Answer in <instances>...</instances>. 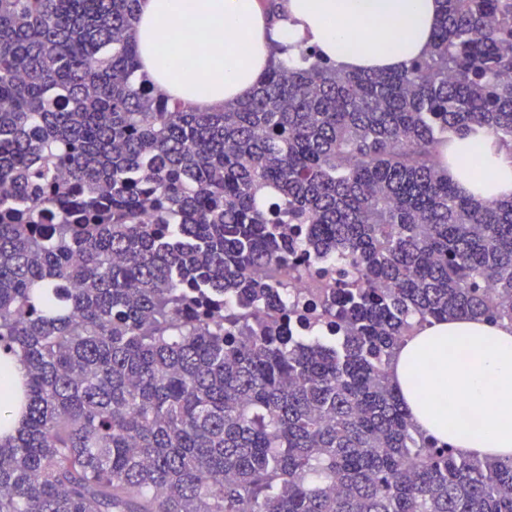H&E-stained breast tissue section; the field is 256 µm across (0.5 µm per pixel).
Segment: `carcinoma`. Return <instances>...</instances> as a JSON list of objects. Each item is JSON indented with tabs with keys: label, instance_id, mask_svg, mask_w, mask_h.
I'll use <instances>...</instances> for the list:
<instances>
[{
	"label": "carcinoma",
	"instance_id": "carcinoma-1",
	"mask_svg": "<svg viewBox=\"0 0 512 512\" xmlns=\"http://www.w3.org/2000/svg\"><path fill=\"white\" fill-rule=\"evenodd\" d=\"M136 2L0 0V512H512V459L428 443L388 373L425 322L512 324V199L446 167L512 152V0L222 112L141 82ZM297 253L348 267L322 336L271 321ZM470 139H455L456 162L448 167V178L465 195L477 200L509 198L512 196V155L503 150L492 136L482 148L484 174L480 179L468 172V157L472 151Z\"/></svg>",
	"mask_w": 512,
	"mask_h": 512
}]
</instances>
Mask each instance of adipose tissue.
I'll return each mask as SVG.
<instances>
[{"label": "adipose tissue", "mask_w": 512, "mask_h": 512, "mask_svg": "<svg viewBox=\"0 0 512 512\" xmlns=\"http://www.w3.org/2000/svg\"><path fill=\"white\" fill-rule=\"evenodd\" d=\"M440 0H282L269 23L260 0H139L133 40L141 78L187 106L217 112L239 100L279 59L301 52L348 72H399L426 53ZM192 63H185V55ZM469 138L455 141L449 179L485 201L512 196V154L494 138L484 174L468 172ZM391 380L414 427L463 456L512 457V324L434 320L398 348Z\"/></svg>", "instance_id": "1"}]
</instances>
